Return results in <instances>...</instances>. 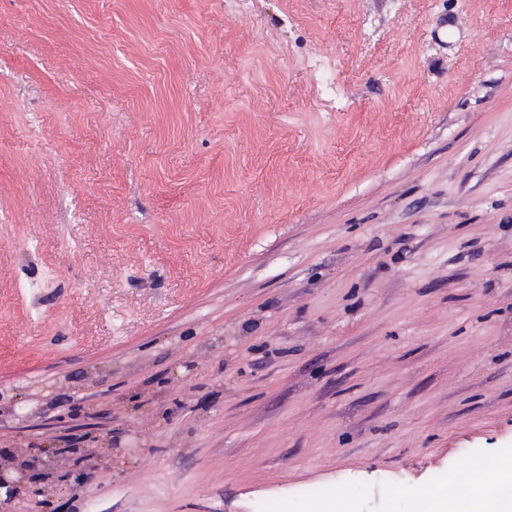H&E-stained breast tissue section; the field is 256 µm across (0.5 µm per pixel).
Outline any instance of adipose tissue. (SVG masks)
I'll use <instances>...</instances> for the list:
<instances>
[{"mask_svg": "<svg viewBox=\"0 0 512 512\" xmlns=\"http://www.w3.org/2000/svg\"><path fill=\"white\" fill-rule=\"evenodd\" d=\"M412 497L414 512H512V453L472 466L466 483L449 475Z\"/></svg>", "mask_w": 512, "mask_h": 512, "instance_id": "ef3b65f1", "label": "adipose tissue"}]
</instances>
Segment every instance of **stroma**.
<instances>
[{"instance_id": "stroma-1", "label": "stroma", "mask_w": 512, "mask_h": 512, "mask_svg": "<svg viewBox=\"0 0 512 512\" xmlns=\"http://www.w3.org/2000/svg\"><path fill=\"white\" fill-rule=\"evenodd\" d=\"M22 450L41 512H411L511 452L512 0H0Z\"/></svg>"}]
</instances>
